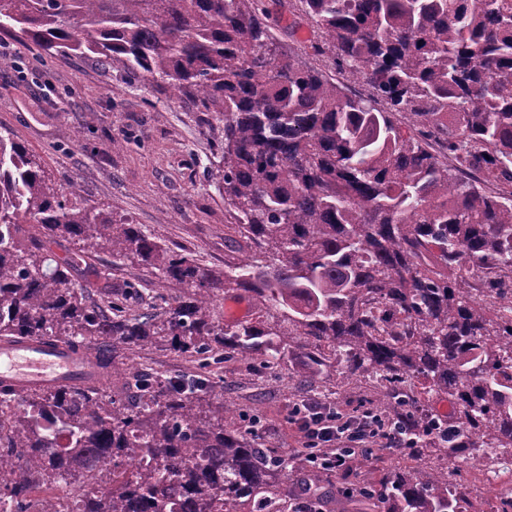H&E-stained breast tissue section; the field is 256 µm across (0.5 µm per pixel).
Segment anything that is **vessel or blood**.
<instances>
[{
  "label": "vessel or blood",
  "mask_w": 512,
  "mask_h": 512,
  "mask_svg": "<svg viewBox=\"0 0 512 512\" xmlns=\"http://www.w3.org/2000/svg\"><path fill=\"white\" fill-rule=\"evenodd\" d=\"M95 358L65 341L0 342V382L18 392L33 388L89 386L96 380Z\"/></svg>",
  "instance_id": "b4317fda"
}]
</instances>
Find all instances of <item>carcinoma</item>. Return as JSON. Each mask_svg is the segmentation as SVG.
<instances>
[{
  "mask_svg": "<svg viewBox=\"0 0 512 512\" xmlns=\"http://www.w3.org/2000/svg\"><path fill=\"white\" fill-rule=\"evenodd\" d=\"M313 50L369 96L272 41L263 0H0V31L48 54H95L161 81L224 123L219 176L245 257L216 271L114 210L63 194L0 135V337L95 348L102 387L0 383V512H288V460L204 373L142 374L130 354L236 355L315 384L369 380L420 448L512 454V0H298ZM77 239L190 288L160 312L90 301ZM254 322L222 326L216 293ZM126 397L107 398L112 380ZM444 396V418L428 401ZM77 472L94 490L50 491ZM377 512H470L466 488L419 465L373 491ZM214 314L221 325L250 319L253 305L246 296H227L220 292L214 300Z\"/></svg>",
  "mask_w": 512,
  "mask_h": 512,
  "instance_id": "1",
  "label": "carcinoma"
}]
</instances>
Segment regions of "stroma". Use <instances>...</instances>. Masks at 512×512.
<instances>
[{"mask_svg": "<svg viewBox=\"0 0 512 512\" xmlns=\"http://www.w3.org/2000/svg\"><path fill=\"white\" fill-rule=\"evenodd\" d=\"M264 4L280 49L327 69V59L311 49L318 31L296 0ZM222 129L211 115L173 100L164 85L132 77L121 65L108 68L93 56L47 59L36 44L0 32V134L23 143L46 175L78 201L126 215L172 250L216 269L242 257L224 243L229 218L216 154ZM116 139L121 147H113ZM85 253L71 279L88 280L94 267L110 269L113 284L129 287L127 303L140 311L181 292L139 262L113 264L111 253L100 248ZM131 364L158 374L199 372L197 357L150 347L137 351ZM212 371L215 394L235 403L244 419L257 420L279 454L291 457L300 456L303 443L288 421L294 403L314 399L356 416L369 401L367 385L336 372L314 389L294 374L269 373L247 358ZM416 464L445 469L450 482L466 486L471 512H489L497 489L512 484L511 458L491 465L451 460L434 448L415 456L381 449L351 457L343 470H328L313 494L324 512L337 505L343 512H373L368 489L395 468Z\"/></svg>", "mask_w": 512, "mask_h": 512, "instance_id": "35a3bbf8", "label": "stroma"}]
</instances>
